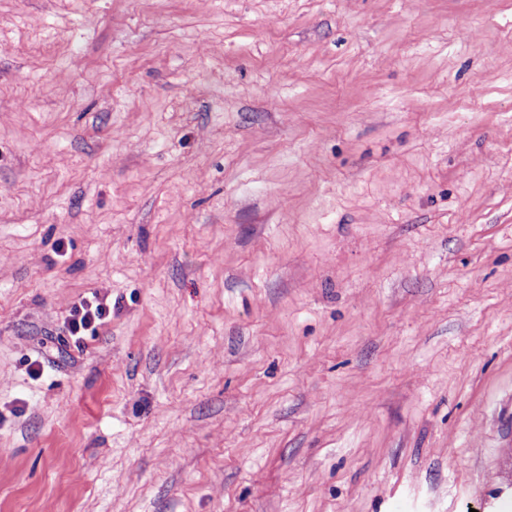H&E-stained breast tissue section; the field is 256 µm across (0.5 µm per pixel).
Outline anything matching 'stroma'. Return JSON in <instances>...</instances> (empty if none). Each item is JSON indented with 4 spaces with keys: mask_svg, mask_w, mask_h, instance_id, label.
<instances>
[{
    "mask_svg": "<svg viewBox=\"0 0 512 512\" xmlns=\"http://www.w3.org/2000/svg\"><path fill=\"white\" fill-rule=\"evenodd\" d=\"M0 512H512V0H0ZM109 315L110 306L97 294H93L92 298H82L73 305L66 329L69 336L78 342L84 339V336L96 335L98 327L105 323Z\"/></svg>",
    "mask_w": 512,
    "mask_h": 512,
    "instance_id": "35a3bbf8",
    "label": "stroma"
}]
</instances>
